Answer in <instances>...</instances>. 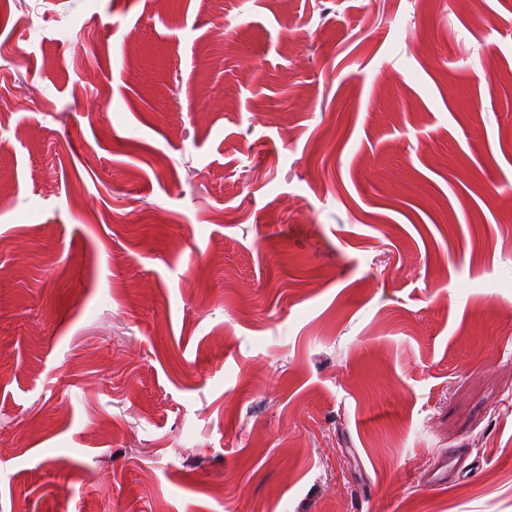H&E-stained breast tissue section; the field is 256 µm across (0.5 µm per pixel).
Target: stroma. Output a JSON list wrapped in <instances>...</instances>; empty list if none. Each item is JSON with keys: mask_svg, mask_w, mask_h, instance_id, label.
<instances>
[{"mask_svg": "<svg viewBox=\"0 0 512 512\" xmlns=\"http://www.w3.org/2000/svg\"><path fill=\"white\" fill-rule=\"evenodd\" d=\"M509 188L512 0H0V512H512Z\"/></svg>", "mask_w": 512, "mask_h": 512, "instance_id": "stroma-1", "label": "stroma"}]
</instances>
